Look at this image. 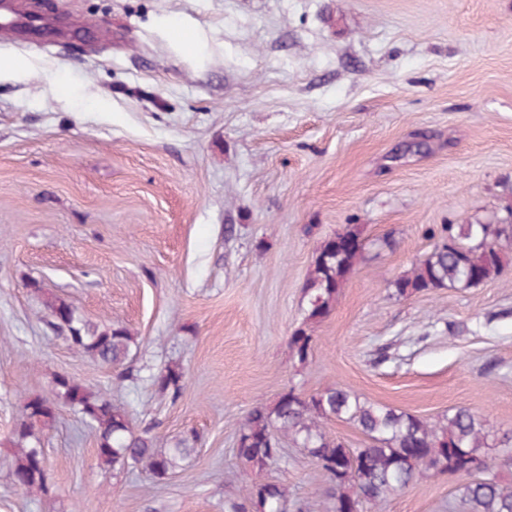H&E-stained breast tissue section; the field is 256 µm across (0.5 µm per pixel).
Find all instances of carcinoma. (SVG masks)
<instances>
[{
    "label": "carcinoma",
    "mask_w": 512,
    "mask_h": 512,
    "mask_svg": "<svg viewBox=\"0 0 512 512\" xmlns=\"http://www.w3.org/2000/svg\"><path fill=\"white\" fill-rule=\"evenodd\" d=\"M431 251L393 281L397 295L406 297L437 288L467 289L497 278L509 261L512 248V208L497 224H448L430 230ZM365 250L357 226H349L319 248L309 273L307 321L327 316L340 288ZM52 319L48 326L68 345L90 359L112 367L115 381L123 383L136 338L122 326L100 327L78 316L62 299L47 302ZM312 336L297 329L289 340L301 363L311 351ZM161 393L177 396L185 386L184 374L166 369L152 377ZM82 415L95 431L97 456L112 469L141 466L163 479L191 456L189 438L162 448L146 430L133 428L127 415L103 395L59 375L49 397H36L25 406L24 418L14 430L12 477L28 493H45L46 459L36 430L49 429L58 405ZM336 418L353 423L366 437L361 448H350L322 429ZM294 443L315 458L331 483L328 512L378 509L387 496L427 477L449 474L458 480V499L465 512H512V487L500 483L498 468L512 464L503 456L512 452V433H498L488 421L467 407H458L435 419H424L391 407L362 400L338 388L311 395L289 389L271 405L253 407L238 434L239 459L259 472L280 460L279 437ZM484 448L498 449L490 458ZM320 504H296L284 486L255 482L245 488L244 501L232 503L229 512H319Z\"/></svg>",
    "instance_id": "obj_1"
}]
</instances>
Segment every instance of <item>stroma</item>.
<instances>
[{"label":"stroma","instance_id":"obj_1","mask_svg":"<svg viewBox=\"0 0 512 512\" xmlns=\"http://www.w3.org/2000/svg\"><path fill=\"white\" fill-rule=\"evenodd\" d=\"M108 41L45 49L0 35V512H225L256 404L341 388L422 418L455 407L512 431V263L490 282L397 297L430 230L512 207V0H49ZM190 36L184 48L171 25ZM359 225L367 259L306 325L319 246ZM60 298L136 338L130 378L46 326ZM313 337L306 363L288 346ZM183 371L179 397L157 391ZM65 374L162 447L157 479L101 465L81 415L41 432L48 493L11 477L27 401ZM264 476L291 499L327 477L291 442ZM455 478L382 512H458ZM152 382L159 392H172L173 396L179 395L185 386L184 374L181 371L170 368L154 375Z\"/></svg>","mask_w":512,"mask_h":512}]
</instances>
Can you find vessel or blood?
Masks as SVG:
<instances>
[{
  "instance_id": "obj_1",
  "label": "vessel or blood",
  "mask_w": 512,
  "mask_h": 512,
  "mask_svg": "<svg viewBox=\"0 0 512 512\" xmlns=\"http://www.w3.org/2000/svg\"><path fill=\"white\" fill-rule=\"evenodd\" d=\"M0 33L44 45L67 46L100 37L101 24L79 20L64 26L55 17H31L20 13L13 0H0Z\"/></svg>"
}]
</instances>
